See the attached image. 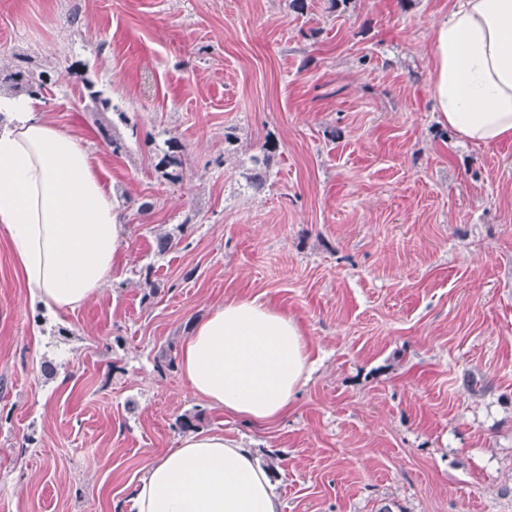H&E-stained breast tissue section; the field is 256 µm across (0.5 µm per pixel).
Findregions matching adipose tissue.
<instances>
[{
	"mask_svg": "<svg viewBox=\"0 0 512 512\" xmlns=\"http://www.w3.org/2000/svg\"><path fill=\"white\" fill-rule=\"evenodd\" d=\"M430 92L462 141H512V0H452L430 24ZM0 231L32 301L75 309L111 282L127 247L124 215L80 139L35 96L0 94ZM313 368L296 321L255 299L212 308L179 359L209 408L254 421L284 415ZM130 512H281L269 471L222 433L188 435L148 459Z\"/></svg>",
	"mask_w": 512,
	"mask_h": 512,
	"instance_id": "1",
	"label": "adipose tissue"
}]
</instances>
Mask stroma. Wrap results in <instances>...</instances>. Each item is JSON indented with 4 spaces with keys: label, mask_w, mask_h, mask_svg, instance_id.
Listing matches in <instances>:
<instances>
[{
    "label": "stroma",
    "mask_w": 512,
    "mask_h": 512,
    "mask_svg": "<svg viewBox=\"0 0 512 512\" xmlns=\"http://www.w3.org/2000/svg\"><path fill=\"white\" fill-rule=\"evenodd\" d=\"M306 4L0 0V66L50 74L43 108L93 149L128 243L119 279L51 315L0 232V512H130L194 413L274 463L282 512H512V143L437 121L427 46L449 0ZM241 298L293 317L317 361L273 422L154 366ZM163 145L166 146V149L161 150L162 155L159 158L157 166H161L164 169H171L169 174L170 177L174 179L176 175H174L173 172L182 165L180 153L183 151V146L175 136L166 138L163 141Z\"/></svg>",
    "instance_id": "1"
}]
</instances>
